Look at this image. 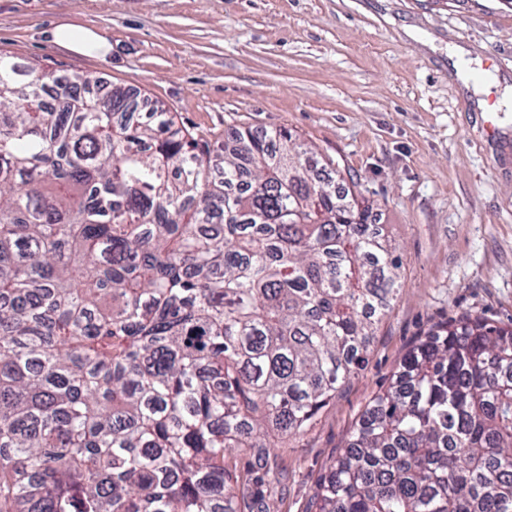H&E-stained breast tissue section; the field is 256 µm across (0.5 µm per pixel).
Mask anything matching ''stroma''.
Here are the masks:
<instances>
[{"instance_id":"stroma-1","label":"stroma","mask_w":512,"mask_h":512,"mask_svg":"<svg viewBox=\"0 0 512 512\" xmlns=\"http://www.w3.org/2000/svg\"><path fill=\"white\" fill-rule=\"evenodd\" d=\"M89 25L108 61L52 44ZM0 52L59 77L91 73L161 105L222 149L285 129L357 185L400 258V289L365 368L277 451L279 512H306L361 412L434 326H512V0H0Z\"/></svg>"}]
</instances>
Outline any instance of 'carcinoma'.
I'll return each instance as SVG.
<instances>
[{
  "label": "carcinoma",
  "mask_w": 512,
  "mask_h": 512,
  "mask_svg": "<svg viewBox=\"0 0 512 512\" xmlns=\"http://www.w3.org/2000/svg\"><path fill=\"white\" fill-rule=\"evenodd\" d=\"M0 53V512H274L398 258L288 131L224 149ZM307 512H512V328L430 331Z\"/></svg>",
  "instance_id": "1"
}]
</instances>
